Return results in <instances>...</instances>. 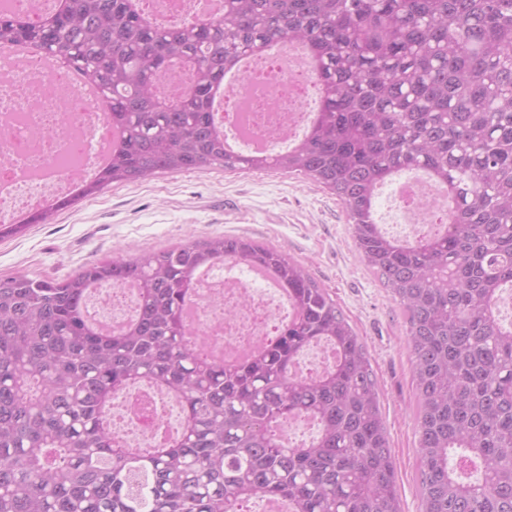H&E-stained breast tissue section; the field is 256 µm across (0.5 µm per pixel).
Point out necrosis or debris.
<instances>
[{
    "instance_id": "obj_1",
    "label": "necrosis or debris",
    "mask_w": 512,
    "mask_h": 512,
    "mask_svg": "<svg viewBox=\"0 0 512 512\" xmlns=\"http://www.w3.org/2000/svg\"><path fill=\"white\" fill-rule=\"evenodd\" d=\"M313 80L299 67L263 59L232 91L246 104L253 141L267 150L292 144L306 124ZM115 133L100 105L73 86L68 74L47 68L41 56L20 48L0 50V222H15L52 196L78 190L90 161V144L113 146ZM196 324L202 338L218 337L225 352L260 345L293 314L281 287H256L225 264L224 274L198 286ZM222 295L230 318L214 320L209 303ZM132 289L98 291L90 312L110 327L135 310ZM178 404L153 384L142 382L112 402V434L130 447H149L171 437L182 424Z\"/></svg>"
}]
</instances>
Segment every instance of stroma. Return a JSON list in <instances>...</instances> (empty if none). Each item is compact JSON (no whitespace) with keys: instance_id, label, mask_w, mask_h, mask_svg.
I'll return each instance as SVG.
<instances>
[{"instance_id":"stroma-1","label":"stroma","mask_w":512,"mask_h":512,"mask_svg":"<svg viewBox=\"0 0 512 512\" xmlns=\"http://www.w3.org/2000/svg\"><path fill=\"white\" fill-rule=\"evenodd\" d=\"M214 236H241L302 265L343 311L379 386L401 512H420L419 448L412 362L402 308L363 262L347 213L302 176L221 167L113 183L0 238V278L53 282L121 255L171 250Z\"/></svg>"}]
</instances>
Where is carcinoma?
Wrapping results in <instances>:
<instances>
[{"label": "carcinoma", "instance_id": "carcinoma-1", "mask_svg": "<svg viewBox=\"0 0 512 512\" xmlns=\"http://www.w3.org/2000/svg\"><path fill=\"white\" fill-rule=\"evenodd\" d=\"M142 0H56L36 24L0 13V50L25 45L76 67L118 137L72 197L0 230L16 234L113 182L218 166L285 171L341 201L356 245L406 317L418 401L422 512H512V0H224L215 22L161 24ZM306 46L321 104L286 151L229 153L210 91L241 57ZM183 76L161 100L159 83ZM421 171L446 190L435 234L402 241L374 212L379 189ZM260 267L293 317L234 364L200 345L186 304L197 271ZM135 286L137 308L101 334L92 289ZM332 364L295 375L310 345ZM148 381L184 423L127 448L112 400ZM378 385L363 342L300 265L251 239L214 237L94 263L62 282L0 278V512H234L270 498L289 512H401ZM306 417L299 443L284 425Z\"/></svg>", "mask_w": 512, "mask_h": 512}]
</instances>
